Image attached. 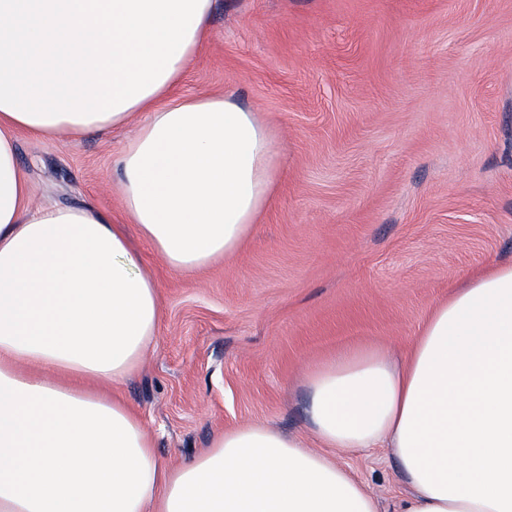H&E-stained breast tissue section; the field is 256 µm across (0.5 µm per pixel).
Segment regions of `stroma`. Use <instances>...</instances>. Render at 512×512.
<instances>
[{"instance_id": "35a3bbf8", "label": "stroma", "mask_w": 512, "mask_h": 512, "mask_svg": "<svg viewBox=\"0 0 512 512\" xmlns=\"http://www.w3.org/2000/svg\"><path fill=\"white\" fill-rule=\"evenodd\" d=\"M182 96L228 95L279 135L276 191L240 248L192 274L141 238L161 325L113 393L177 465L244 424L309 433L305 367L406 354L465 278L512 261V0H215ZM129 131L17 136L35 200L118 212ZM393 512L399 463L337 450Z\"/></svg>"}]
</instances>
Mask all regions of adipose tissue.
I'll list each match as a JSON object with an SVG mask.
<instances>
[{
  "instance_id": "adipose-tissue-1",
  "label": "adipose tissue",
  "mask_w": 512,
  "mask_h": 512,
  "mask_svg": "<svg viewBox=\"0 0 512 512\" xmlns=\"http://www.w3.org/2000/svg\"><path fill=\"white\" fill-rule=\"evenodd\" d=\"M213 0H0V512H378L333 448H388L396 512H512V263L438 303L407 356L347 350L310 370V438L246 424L162 464L106 388L161 320L135 224L188 274L232 255L280 172L271 128L179 83ZM136 125L123 219L32 204L16 134L81 140Z\"/></svg>"
}]
</instances>
